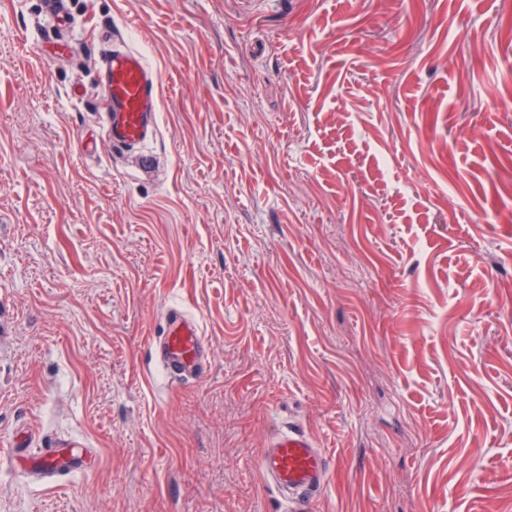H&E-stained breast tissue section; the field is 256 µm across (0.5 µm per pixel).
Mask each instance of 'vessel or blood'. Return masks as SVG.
I'll use <instances>...</instances> for the list:
<instances>
[{
	"label": "vessel or blood",
	"mask_w": 512,
	"mask_h": 512,
	"mask_svg": "<svg viewBox=\"0 0 512 512\" xmlns=\"http://www.w3.org/2000/svg\"><path fill=\"white\" fill-rule=\"evenodd\" d=\"M106 50L100 72V132L114 148L139 152L149 169L151 156L140 149L158 133L161 80L140 52L102 34ZM151 360L174 382L196 381L206 372L205 339L195 317L178 306L166 307L157 336L149 340ZM89 449L60 441L29 447L24 462L45 481L55 482L84 471ZM258 467L291 512H310L331 472V458L303 431H275L263 448Z\"/></svg>",
	"instance_id": "vessel-or-blood-1"
}]
</instances>
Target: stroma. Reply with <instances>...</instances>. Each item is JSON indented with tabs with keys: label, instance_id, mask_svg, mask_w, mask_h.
Masks as SVG:
<instances>
[{
	"label": "stroma",
	"instance_id": "1",
	"mask_svg": "<svg viewBox=\"0 0 512 512\" xmlns=\"http://www.w3.org/2000/svg\"><path fill=\"white\" fill-rule=\"evenodd\" d=\"M0 0V442L91 448L0 512H512V0ZM162 80L154 170L98 128L100 21ZM90 152H82L81 143ZM176 303L207 375L147 340ZM41 15L51 24V29L63 35V27L66 25L67 12L62 0H41ZM332 459L303 431L276 430L263 448L258 467L292 512H310L329 478Z\"/></svg>",
	"mask_w": 512,
	"mask_h": 512
}]
</instances>
